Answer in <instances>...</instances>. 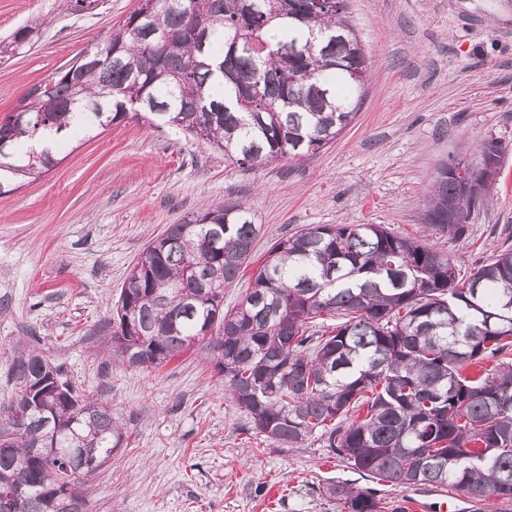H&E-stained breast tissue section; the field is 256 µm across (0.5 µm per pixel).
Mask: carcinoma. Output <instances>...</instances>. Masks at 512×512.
<instances>
[{
  "label": "carcinoma",
  "instance_id": "cac0c4a2",
  "mask_svg": "<svg viewBox=\"0 0 512 512\" xmlns=\"http://www.w3.org/2000/svg\"><path fill=\"white\" fill-rule=\"evenodd\" d=\"M39 26L1 40L0 58L31 46ZM367 72L346 0H140L0 123V188L54 168L76 133L127 118L172 125L240 167L301 160L352 122ZM46 137L53 150H28ZM505 150L490 138L465 163L498 166ZM487 197H461L443 163L426 223L458 239ZM259 233L242 205L169 225L124 281L112 355L156 369L197 336L251 429L271 443L298 448L317 434L395 486L512 501V248L464 279L451 256L380 224L314 225L275 241L226 310L224 287ZM325 313L338 317L331 331H310ZM9 376L34 403L20 423L0 417L12 448L0 452V486L18 490L10 512H81L82 497L57 472L89 474L111 459L124 441L112 408L34 349L12 358ZM363 405L366 417L350 420ZM324 493L342 512H385L367 488Z\"/></svg>",
  "mask_w": 512,
  "mask_h": 512
}]
</instances>
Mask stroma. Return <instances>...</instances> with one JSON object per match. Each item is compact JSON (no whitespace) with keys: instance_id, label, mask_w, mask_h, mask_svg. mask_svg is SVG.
Listing matches in <instances>:
<instances>
[{"instance_id":"35a3bbf8","label":"stroma","mask_w":512,"mask_h":512,"mask_svg":"<svg viewBox=\"0 0 512 512\" xmlns=\"http://www.w3.org/2000/svg\"><path fill=\"white\" fill-rule=\"evenodd\" d=\"M139 0H0V36L46 24L0 63V120L34 84L103 40ZM369 81L352 123L315 155L238 167L174 128L134 119L71 142L40 179L0 194V409L14 395L16 347L37 348L111 406L125 437L75 485L83 512H340L324 489L372 486L387 512L407 488L372 483L313 437L272 444L250 430L210 358L191 349L154 371L108 352L113 306L130 269L171 224L205 205H244L261 232L224 290L240 300L270 245L315 224H380L450 254L462 273L512 246V0H348ZM506 151L483 208L460 239L429 226L436 169L488 138Z\"/></svg>"}]
</instances>
